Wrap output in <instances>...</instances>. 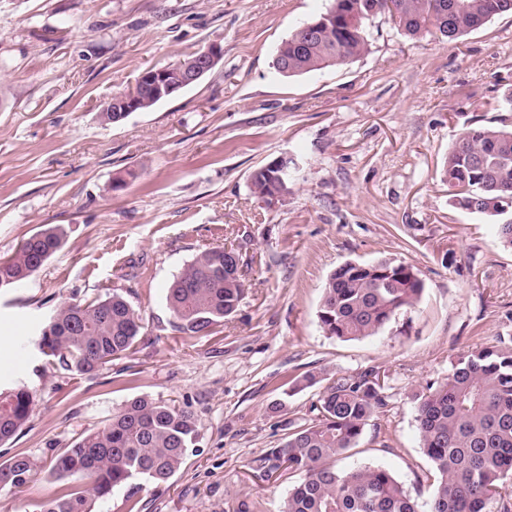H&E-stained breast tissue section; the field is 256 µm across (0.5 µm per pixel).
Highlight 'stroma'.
Instances as JSON below:
<instances>
[{
	"label": "stroma",
	"mask_w": 512,
	"mask_h": 512,
	"mask_svg": "<svg viewBox=\"0 0 512 512\" xmlns=\"http://www.w3.org/2000/svg\"><path fill=\"white\" fill-rule=\"evenodd\" d=\"M330 0H0V258L49 225L62 248L26 283L0 289V389L36 396L0 457L39 469L0 495V512H38L50 462L80 432L145 396L195 415L198 437L167 482L96 501L93 512H280L289 480L253 469L303 425L320 392L293 391L376 366L388 405L339 469L388 470L428 512L435 469L414 396L458 357L512 332V250L489 219L452 205L442 178L464 131L512 123V13L457 39L411 38L385 15L347 64L284 77L277 50ZM221 61L149 112L103 123L102 101L144 70L210 44ZM300 164L274 203L252 174ZM235 249L249 290L208 336L179 331L166 294L207 246ZM392 258L424 281L418 305L379 334L328 336L317 312L345 261ZM118 291L141 319L135 353L91 376L46 366L35 342L64 302Z\"/></svg>",
	"instance_id": "obj_1"
}]
</instances>
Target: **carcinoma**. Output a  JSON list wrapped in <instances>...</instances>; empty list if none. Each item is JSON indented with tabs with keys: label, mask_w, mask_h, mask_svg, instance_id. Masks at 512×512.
I'll use <instances>...</instances> for the list:
<instances>
[{
	"label": "carcinoma",
	"mask_w": 512,
	"mask_h": 512,
	"mask_svg": "<svg viewBox=\"0 0 512 512\" xmlns=\"http://www.w3.org/2000/svg\"><path fill=\"white\" fill-rule=\"evenodd\" d=\"M512 12V0H333L314 19L311 35L296 30L278 49L274 66L291 77L341 66L368 49L367 23L386 14L410 37L435 32L448 39ZM137 111L165 101L144 85ZM262 166L251 193L268 200L283 191ZM452 202L474 214L496 216L512 207V129L466 130L443 166ZM54 225L21 243L0 263L8 288L32 277L63 244ZM240 262L222 246L199 251L167 288L178 328L208 334L233 315L248 284ZM424 281L415 266L379 259L346 261L330 275L318 311L321 328L340 340L378 334L401 311L416 305ZM140 320L119 293L67 302L49 316L37 347L53 369L91 375L133 353ZM388 374L371 368L328 380L312 405L313 418L289 428L288 439L258 459L266 479L301 475L281 512H418L401 483L387 470L361 466L338 471L336 458L358 443L365 426L387 406ZM35 397L25 388L0 393V445L29 422ZM416 423L424 454L438 475L429 512H512V336L477 347L451 365L448 377L416 398ZM196 437L192 412L146 397L124 404L100 428L81 433L57 451L51 467L56 485L40 512H91V504L143 479L168 481L185 462ZM37 463L16 453L0 462V493L29 484Z\"/></svg>",
	"instance_id": "carcinoma-1"
}]
</instances>
